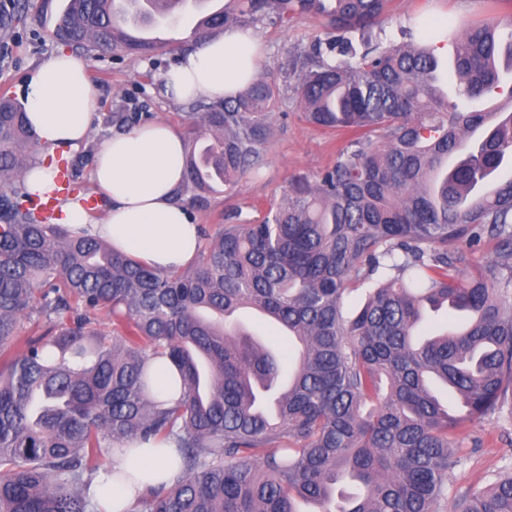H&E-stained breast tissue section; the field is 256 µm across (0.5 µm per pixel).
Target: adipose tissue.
<instances>
[{"label":"adipose tissue","mask_w":512,"mask_h":512,"mask_svg":"<svg viewBox=\"0 0 512 512\" xmlns=\"http://www.w3.org/2000/svg\"><path fill=\"white\" fill-rule=\"evenodd\" d=\"M262 59L252 27L232 25L201 48L182 52L162 77L174 102L231 97L254 75ZM88 61L60 50L31 73L26 116L43 148H76L86 139L96 96L88 80ZM186 141L173 126L149 122L103 140L92 179L110 202L105 222L80 203L60 202L56 221L108 240L119 252L140 258L161 271L188 267L198 254L196 224L175 195L185 178ZM176 452L165 443H140L132 458L116 457L106 482L94 493L105 512H131L149 486L174 484Z\"/></svg>","instance_id":"ef3b65f1"}]
</instances>
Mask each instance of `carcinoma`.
<instances>
[{
    "instance_id": "cac0c4a2",
    "label": "carcinoma",
    "mask_w": 512,
    "mask_h": 512,
    "mask_svg": "<svg viewBox=\"0 0 512 512\" xmlns=\"http://www.w3.org/2000/svg\"><path fill=\"white\" fill-rule=\"evenodd\" d=\"M54 0H12L0 35L53 11ZM390 0H229L180 46L229 25L321 18L325 37L258 76L237 96L187 112L180 202L208 205L211 182L229 188L264 164L280 87L305 119L350 135L332 167L295 175L262 220L226 224L187 270L158 272L110 242L54 223L26 190L37 162L26 114L0 96V512H97L90 492L126 443L178 449L182 474L148 487L133 512H512V474L448 499L458 464L452 440L512 402V111H465L502 84L499 30L512 16L458 29L414 23L407 40L378 32ZM153 0H67L53 43L99 57L147 56L157 46L117 28L161 22ZM447 35L453 70L433 42ZM122 132L152 121L112 113ZM486 135L470 142L474 132ZM54 197L74 195L64 169ZM497 244L475 263L472 249ZM352 283L373 284L348 313ZM468 311L456 329L421 340L425 307ZM112 316L118 332L97 328ZM259 313L288 334L277 351L239 319ZM46 333L10 354L25 324ZM166 358L182 378L167 406L153 394ZM448 388V404L433 392ZM346 479L360 492L336 504Z\"/></svg>"
}]
</instances>
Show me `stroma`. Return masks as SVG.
<instances>
[{
  "label": "stroma",
  "instance_id": "stroma-1",
  "mask_svg": "<svg viewBox=\"0 0 512 512\" xmlns=\"http://www.w3.org/2000/svg\"><path fill=\"white\" fill-rule=\"evenodd\" d=\"M425 12L463 28L512 12V0H498L494 5L489 0H392L382 24L387 39L402 42L403 29L411 27ZM51 26L48 20L38 23L29 19L19 23L11 39L0 42V95L20 99L28 73L56 52V44L47 36ZM254 30L263 48L262 67L271 73L288 53L323 32L321 21L312 16H297L282 25L260 22ZM175 59V53L163 50L149 58L124 55L92 61L90 79L97 98V138L111 134L106 119L113 112H147L154 120L186 132L183 115L193 111V104L169 103L159 86ZM273 124L275 135L266 146L259 173L241 177L230 188L215 183L208 206L191 213L195 224L215 231L229 215L238 224L257 220L281 203L293 175L313 176L334 163L341 135L309 124L293 94L280 98ZM453 451L460 463L449 477L451 492L480 490L499 476L512 473V414L504 412L470 426L466 436L455 442Z\"/></svg>",
  "mask_w": 512,
  "mask_h": 512
}]
</instances>
